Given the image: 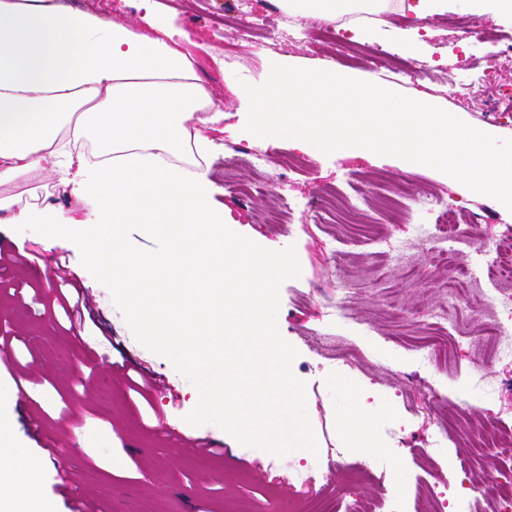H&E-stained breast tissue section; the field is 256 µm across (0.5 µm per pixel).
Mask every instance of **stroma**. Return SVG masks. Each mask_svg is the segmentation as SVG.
Masks as SVG:
<instances>
[{
  "mask_svg": "<svg viewBox=\"0 0 512 512\" xmlns=\"http://www.w3.org/2000/svg\"><path fill=\"white\" fill-rule=\"evenodd\" d=\"M65 2L141 32L149 29L134 0ZM160 3L166 21L188 35L185 51L196 59L214 100L224 105L223 132L209 134L213 200L224 210V227L258 254L288 260L287 274L272 290V333L292 354L289 373L298 389L294 412L314 443L312 457L299 460L275 448L258 449L250 458L232 454L243 432L234 426L209 429L210 384L203 379V361L190 360L178 338L150 346L113 318L102 267L86 238L53 243L37 225L9 223L8 212L0 211V251L29 258L17 270L0 273V330L7 332L0 339V412L15 417L0 463H9L15 448L38 456L31 477L58 512H75L90 502L104 512H231L240 503L249 512H348L356 499L375 504V512H425L432 496L447 493L453 503L445 512H457L462 502L468 503L467 512H496L495 496L473 493L470 477L512 461L494 447L473 458L466 434L448 422L461 416L476 427L493 415L512 430V364L488 360L481 337L459 335L449 324L432 328L424 314L443 297L437 283L443 271L432 256L445 253L457 265L477 270L466 239L512 235V211L440 171L396 157L327 155L314 147L299 150L288 138L243 133L248 105L233 94V86L241 80L263 83L274 53L304 68L323 64L319 45L304 34L313 20L288 18L278 0ZM470 16L467 0H448L447 10L421 18L410 12L387 16L392 27L418 26L421 57L434 68L427 79L396 81L388 65L371 67L367 55L349 57L342 46L333 63L364 77L378 74L393 91L411 98L428 95L467 124L512 138V123L493 118L512 112V97L502 94L512 83V57L495 52L496 46L512 43V15L483 19L480 34L454 40L451 28L466 25ZM253 22L280 30L279 43L269 47L258 37L241 41L238 28ZM464 62L470 66L465 88L449 94L448 78ZM243 143L274 158L301 155L304 164L278 187L242 201L235 183L266 179L245 156L235 155ZM401 182L421 194L443 195L482 221L462 225L450 236L436 214L412 205L405 221L396 222L380 200ZM353 187L364 196L355 223H345L340 214L325 221L318 217L315 203L322 192L346 193ZM29 193L61 222H95L91 208L78 204L55 177L31 176L0 187L3 195ZM288 204L293 210L287 223H259V215L281 212ZM418 224L425 234L415 233ZM170 242L143 224L121 225L118 236L124 250L144 256L164 254ZM401 245L424 259L413 274L392 265ZM59 262L67 263L92 297L91 318L79 339L57 323L59 294L52 276ZM398 297L407 299L405 309L393 308ZM339 298L346 313L342 319L330 313ZM435 334L447 338L448 360L421 367L417 346ZM325 336L334 339V349L322 348ZM122 359L160 379L150 402L140 401L114 373L113 361ZM343 379L376 420L386 450L380 459L349 447L342 436L340 413L348 405L339 386ZM477 379L493 387L490 397H477L472 387ZM199 436L222 443L223 454L190 452L188 440ZM437 441L443 453H434ZM378 464L390 469L391 482L363 476V469Z\"/></svg>",
  "mask_w": 512,
  "mask_h": 512,
  "instance_id": "obj_1",
  "label": "stroma"
}]
</instances>
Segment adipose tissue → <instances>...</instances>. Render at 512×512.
<instances>
[{"instance_id": "ef3b65f1", "label": "adipose tissue", "mask_w": 512, "mask_h": 512, "mask_svg": "<svg viewBox=\"0 0 512 512\" xmlns=\"http://www.w3.org/2000/svg\"><path fill=\"white\" fill-rule=\"evenodd\" d=\"M282 6L292 16L332 21L361 3L282 0ZM223 117L168 26L147 34L72 10L64 0H0V185L53 174L94 205L98 223L169 232L172 247L162 257L111 246L103 280L119 297L115 315L157 344L166 335L145 313L152 303L189 347L206 344L204 358L223 378L261 365L263 384L245 401L227 400L222 384L214 389L215 407L244 433L237 455L263 446L256 420L271 412L275 447L307 456L312 443L293 411L291 355L271 334L270 292L287 261L258 256L225 233L224 211L212 199L205 160L213 144L200 126ZM0 210L13 212L14 223L41 225L54 240L80 230L13 197L1 196ZM343 421L351 447L383 456L370 415L354 404ZM34 464L16 449L0 468V512H55L25 478Z\"/></svg>"}]
</instances>
